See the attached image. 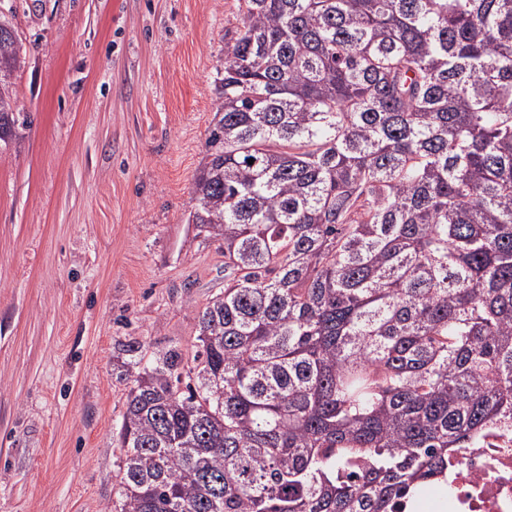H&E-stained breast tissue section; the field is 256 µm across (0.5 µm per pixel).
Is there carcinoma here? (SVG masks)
Returning <instances> with one entry per match:
<instances>
[{
	"instance_id": "cac0c4a2",
	"label": "carcinoma",
	"mask_w": 512,
	"mask_h": 512,
	"mask_svg": "<svg viewBox=\"0 0 512 512\" xmlns=\"http://www.w3.org/2000/svg\"><path fill=\"white\" fill-rule=\"evenodd\" d=\"M244 5L192 190L224 291L192 365L128 362L112 512H401L512 431V0Z\"/></svg>"
}]
</instances>
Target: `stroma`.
<instances>
[{"label": "stroma", "instance_id": "35a3bbf8", "mask_svg": "<svg viewBox=\"0 0 512 512\" xmlns=\"http://www.w3.org/2000/svg\"><path fill=\"white\" fill-rule=\"evenodd\" d=\"M19 35L0 142V512H106L119 345L192 359L224 251L192 222L242 0H0Z\"/></svg>", "mask_w": 512, "mask_h": 512}]
</instances>
